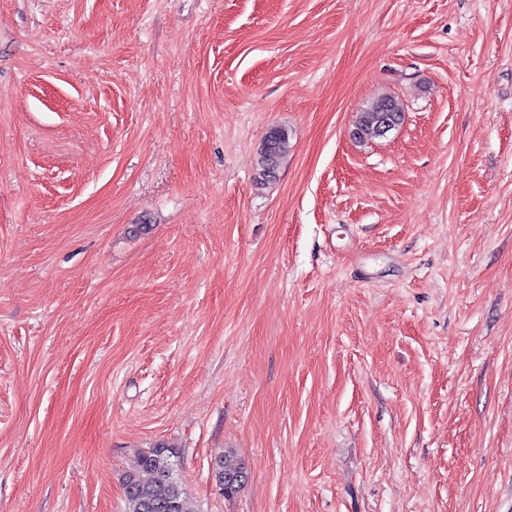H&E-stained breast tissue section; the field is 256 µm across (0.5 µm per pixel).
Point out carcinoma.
<instances>
[{"label":"carcinoma","instance_id":"obj_1","mask_svg":"<svg viewBox=\"0 0 512 512\" xmlns=\"http://www.w3.org/2000/svg\"><path fill=\"white\" fill-rule=\"evenodd\" d=\"M386 110L391 118L403 119L394 97L382 96L358 112L354 135L359 139L373 136L376 122ZM263 143L271 144L272 152L260 153L257 181L261 184L271 179L269 168L288 154V132L273 127ZM215 477L220 491L231 497L246 483L248 473L243 462L224 452L215 456ZM122 486L126 512H193L180 477L176 450L165 443L140 451L133 470L123 478Z\"/></svg>","mask_w":512,"mask_h":512}]
</instances>
